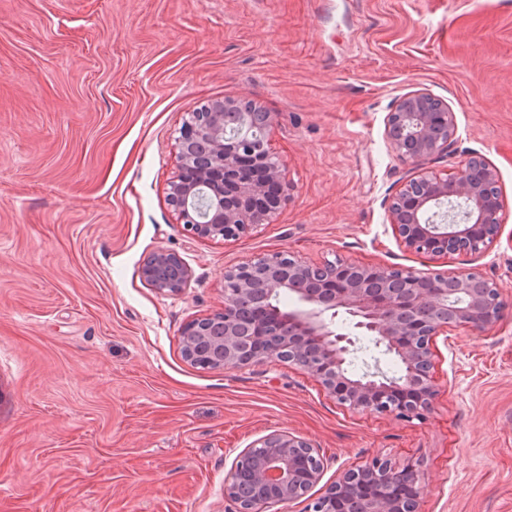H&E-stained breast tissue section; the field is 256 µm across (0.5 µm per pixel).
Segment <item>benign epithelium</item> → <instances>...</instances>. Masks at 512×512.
<instances>
[{
    "label": "benign epithelium",
    "mask_w": 512,
    "mask_h": 512,
    "mask_svg": "<svg viewBox=\"0 0 512 512\" xmlns=\"http://www.w3.org/2000/svg\"><path fill=\"white\" fill-rule=\"evenodd\" d=\"M250 100L219 101L189 112L179 129L180 173L168 197L184 229L202 239L236 240L275 215L281 203L283 166L267 148L273 112L258 127L247 125ZM386 140L397 158L416 166L453 145L455 116L426 92L402 97L386 123ZM496 172L485 158L471 154L456 175L430 172L404 182L388 204L392 231L406 250L430 256L480 253L499 235L502 204L493 191ZM141 276L161 293L179 294L192 272L168 250L154 252ZM264 289L292 293L302 308L279 319L266 311L253 320V346L240 344L238 301ZM512 304L497 281L479 272L416 273L396 266H357L338 261L317 266L288 251H277L224 270L223 324L208 318L187 323L209 337L215 368L239 370L268 361L288 362L310 375L321 391L345 408L395 418L422 419L433 407L436 338L455 329L488 330ZM344 309L397 358L402 377L387 382L373 374L349 376L344 368L346 338L332 330L324 314ZM327 461L305 438L275 431L255 440L234 459L224 479V497L235 512H265L272 504L307 496L323 477ZM400 469L383 456L342 469L308 512H328L352 492L369 502L367 512H420L418 480L396 482Z\"/></svg>",
    "instance_id": "benign-epithelium-1"
}]
</instances>
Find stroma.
<instances>
[{
  "label": "stroma",
  "mask_w": 512,
  "mask_h": 512,
  "mask_svg": "<svg viewBox=\"0 0 512 512\" xmlns=\"http://www.w3.org/2000/svg\"><path fill=\"white\" fill-rule=\"evenodd\" d=\"M418 90L456 124L420 168L384 135ZM238 99L276 113L289 196L247 236L195 238L167 196L176 138L188 112ZM472 151L497 174V239L405 250L388 199ZM159 249L192 270L180 294L141 276ZM281 250L512 290V0H0V512H230L236 455L276 430L327 457L313 496L382 455L415 465L422 512H512V306L437 338L422 420L350 411L285 363L183 358L225 269Z\"/></svg>",
  "instance_id": "1"
}]
</instances>
